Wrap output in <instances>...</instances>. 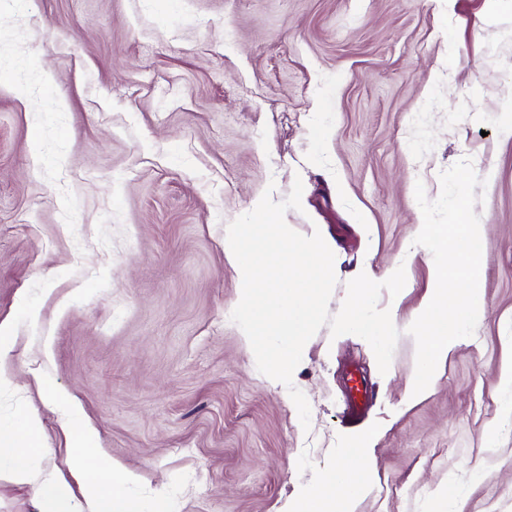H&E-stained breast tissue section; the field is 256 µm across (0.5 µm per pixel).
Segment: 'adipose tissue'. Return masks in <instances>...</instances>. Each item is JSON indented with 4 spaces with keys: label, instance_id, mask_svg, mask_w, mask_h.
Listing matches in <instances>:
<instances>
[{
    "label": "adipose tissue",
    "instance_id": "adipose-tissue-1",
    "mask_svg": "<svg viewBox=\"0 0 512 512\" xmlns=\"http://www.w3.org/2000/svg\"><path fill=\"white\" fill-rule=\"evenodd\" d=\"M55 406L73 436L69 475L34 469L36 458L45 453L38 417L23 418L12 432L0 434V470H7L15 482L34 487L38 512H164L162 501L148 507L124 492L131 473L114 468L97 452L94 430L68 397L56 398ZM370 444V435L361 436L346 464L303 491L299 512H354L373 471Z\"/></svg>",
    "mask_w": 512,
    "mask_h": 512
}]
</instances>
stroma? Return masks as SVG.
<instances>
[{
  "label": "stroma",
  "instance_id": "35a3bbf8",
  "mask_svg": "<svg viewBox=\"0 0 512 512\" xmlns=\"http://www.w3.org/2000/svg\"><path fill=\"white\" fill-rule=\"evenodd\" d=\"M512 9L500 0H0V323L15 337L0 431L42 420L67 471L69 395L96 446L167 512H293L374 430L354 512H512ZM471 158L486 185L485 314L405 402L408 329L433 282L415 199ZM302 181V235L335 256L330 313L363 270L399 331L387 373L322 327L293 387L261 374L231 313L224 227ZM38 310L30 321L28 307ZM372 391L359 425L348 373ZM497 429L487 441V429Z\"/></svg>",
  "mask_w": 512,
  "mask_h": 512
}]
</instances>
